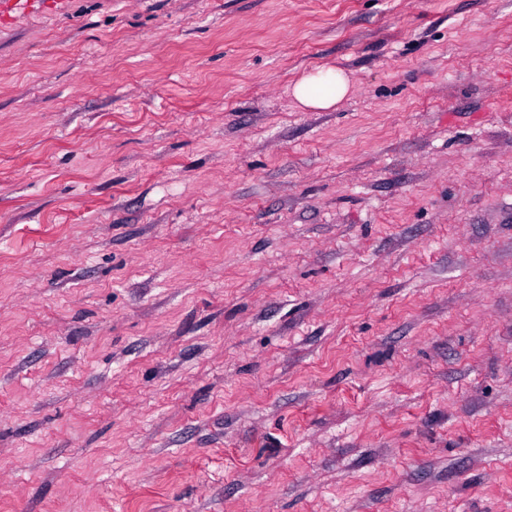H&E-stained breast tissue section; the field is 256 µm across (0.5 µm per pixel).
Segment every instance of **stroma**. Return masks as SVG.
<instances>
[{"label": "stroma", "mask_w": 512, "mask_h": 512, "mask_svg": "<svg viewBox=\"0 0 512 512\" xmlns=\"http://www.w3.org/2000/svg\"><path fill=\"white\" fill-rule=\"evenodd\" d=\"M0 512H512V0L1 24ZM350 79L336 69H320L303 76L292 89L295 100L304 108L329 109L350 91Z\"/></svg>", "instance_id": "obj_1"}]
</instances>
